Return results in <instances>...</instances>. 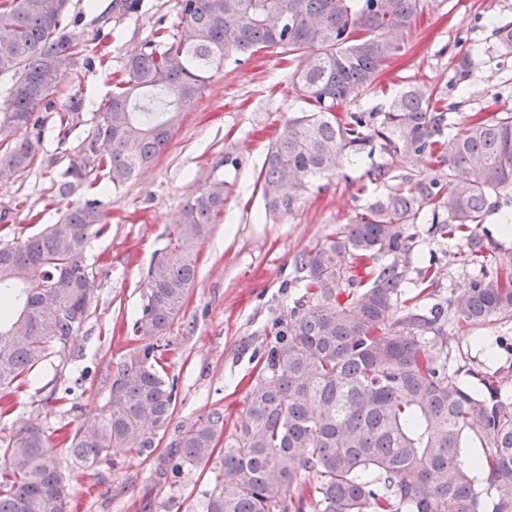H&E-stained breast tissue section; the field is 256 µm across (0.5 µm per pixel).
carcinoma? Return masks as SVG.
<instances>
[{
    "mask_svg": "<svg viewBox=\"0 0 512 512\" xmlns=\"http://www.w3.org/2000/svg\"><path fill=\"white\" fill-rule=\"evenodd\" d=\"M69 0L0 3V75L15 81L0 104V181L31 167L41 138L36 111L53 104L81 52L62 19ZM424 0H181L176 31L133 54L82 141L81 160L56 184L65 200L55 223L0 246V392L33 370L84 324L94 272L83 260L106 228L96 196L151 166L182 113L230 56L267 50L298 62L292 77L305 104L268 149L261 171L269 212L291 213L312 184L352 158L376 157L366 175L391 181L393 163L434 160L448 179L391 189L294 258L301 292L272 327L265 359L233 432L211 411L172 444L171 473L210 469L203 512H484L475 472L495 491L491 512H512V400L499 386L476 393L437 364L424 336L444 335L447 312L398 307L412 251L409 225L464 241L465 265L482 273L450 301L454 316L479 323L512 311V277L485 271L486 246L473 225L512 189V110L470 115L446 144L451 122L436 91L408 84L383 110L355 108L380 67L399 54ZM512 54V24L496 29ZM84 101L62 105L60 127L82 123ZM226 183L213 178L184 205L150 265L135 323L142 346L123 363L103 412L72 437L69 453L92 466L114 448L149 456L168 430L175 385L161 372L157 340L197 279L201 246L224 212ZM485 441L466 462L459 448ZM56 448L26 422L0 452V512H69Z\"/></svg>",
    "mask_w": 512,
    "mask_h": 512,
    "instance_id": "carcinoma-1",
    "label": "carcinoma"
}]
</instances>
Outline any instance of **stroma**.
<instances>
[{"instance_id": "obj_1", "label": "stroma", "mask_w": 512, "mask_h": 512, "mask_svg": "<svg viewBox=\"0 0 512 512\" xmlns=\"http://www.w3.org/2000/svg\"><path fill=\"white\" fill-rule=\"evenodd\" d=\"M180 2L141 0L137 13L119 17L112 0H70L63 24L81 52L59 85L54 107L39 111L45 135L36 162L0 182V216L9 225L0 242L26 238L57 221L63 208L50 202L54 184L71 162L80 161L81 143L112 92L113 75L153 40L158 28L177 23ZM508 22L512 0H425L403 51L384 64L363 105L384 107L401 86L418 82L436 87L459 126L495 102L512 109V55L493 50L496 28ZM477 47L486 48V55L469 78L459 79L458 60ZM295 67L264 51L240 63L227 61L187 109L154 165L100 196L109 226L91 238L84 254L95 275L88 316L66 346L10 398L9 413L0 416V443L24 422L44 426L57 450L73 512H202L209 473L192 471L174 482L160 475L159 467L171 442L211 410L223 409L225 427L233 429L270 329L296 294L288 286L294 256L332 228L350 223L388 188H407L408 177L447 174L436 163L414 168L399 161L391 184H373L366 176L371 161L363 157L320 180L293 213H266L258 178L269 143L302 108L292 90ZM74 93L86 103L84 121L62 139L54 108ZM228 155L239 158V165H226ZM217 176L228 185L224 212L201 249L196 285L165 336L171 345L166 371L177 383L172 422L150 458L115 448L98 464L80 466L67 454L68 441L102 412L118 369L137 346L133 324L148 268L166 246L168 230L178 223L187 200ZM500 199V209L488 212L476 228L487 248L488 268L498 273L512 272V235L499 231L503 214L512 213V191ZM410 232L414 262L405 298L427 307L448 305L474 274L473 267L459 262V240L433 236L425 224L411 226ZM429 267L438 270L439 278L426 289L420 274ZM444 331L448 369L462 385L480 392L484 381L499 379L503 395L512 397V313L476 325L451 317ZM485 337L492 341L490 359L476 345Z\"/></svg>"}]
</instances>
